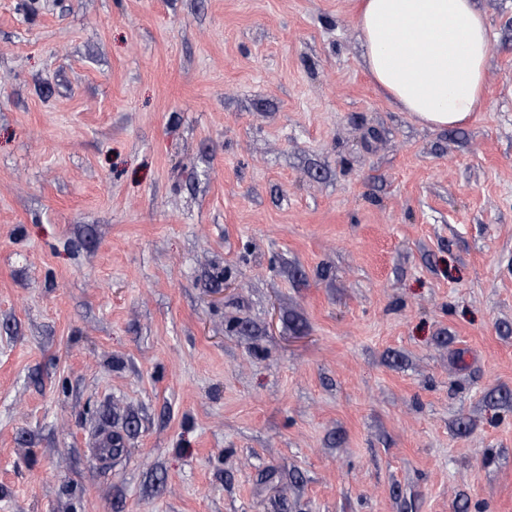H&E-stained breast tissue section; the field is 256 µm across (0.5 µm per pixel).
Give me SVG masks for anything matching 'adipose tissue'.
I'll list each match as a JSON object with an SVG mask.
<instances>
[{
    "label": "adipose tissue",
    "mask_w": 512,
    "mask_h": 512,
    "mask_svg": "<svg viewBox=\"0 0 512 512\" xmlns=\"http://www.w3.org/2000/svg\"><path fill=\"white\" fill-rule=\"evenodd\" d=\"M367 70L402 111L436 127L485 106L489 27L473 0H361Z\"/></svg>",
    "instance_id": "adipose-tissue-1"
}]
</instances>
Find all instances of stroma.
Wrapping results in <instances>:
<instances>
[{
	"mask_svg": "<svg viewBox=\"0 0 512 512\" xmlns=\"http://www.w3.org/2000/svg\"><path fill=\"white\" fill-rule=\"evenodd\" d=\"M356 3L0 0V512H512V0L451 128Z\"/></svg>",
	"mask_w": 512,
	"mask_h": 512,
	"instance_id": "stroma-1",
	"label": "stroma"
}]
</instances>
